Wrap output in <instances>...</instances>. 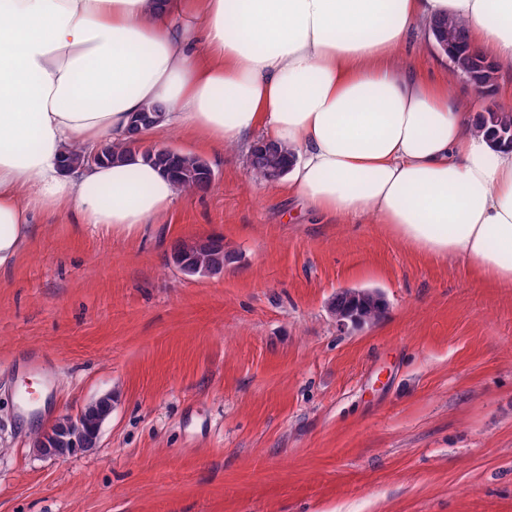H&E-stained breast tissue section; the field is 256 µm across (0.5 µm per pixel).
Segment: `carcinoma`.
Segmentation results:
<instances>
[{"label":"carcinoma","mask_w":512,"mask_h":512,"mask_svg":"<svg viewBox=\"0 0 512 512\" xmlns=\"http://www.w3.org/2000/svg\"><path fill=\"white\" fill-rule=\"evenodd\" d=\"M433 39L443 42L453 49L451 53L450 73L460 75L468 73L473 82L485 87L496 85L498 67L481 60L469 51L464 24L455 18L436 19L432 23ZM159 109L147 108L131 124L129 140L134 135L154 124ZM477 129L484 133L491 145L512 141V110H505L495 105L478 113ZM251 171L255 178L274 182L282 178L292 162L291 151L276 143L264 153H252ZM142 157L158 166L168 177L174 179L188 191L195 193L207 190L211 186L208 176L209 163L204 158L184 154L178 150L171 153L145 150ZM176 262L181 269H190L193 274L206 276L218 274L230 261V255L224 252V239L214 237L203 244L183 241L177 245ZM332 310L338 317L352 311L361 315L362 322L375 323L385 313V303L375 290H342L336 293Z\"/></svg>","instance_id":"cac0c4a2"}]
</instances>
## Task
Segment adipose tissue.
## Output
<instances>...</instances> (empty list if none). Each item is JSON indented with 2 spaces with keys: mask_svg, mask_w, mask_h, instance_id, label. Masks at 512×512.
I'll return each instance as SVG.
<instances>
[{
  "mask_svg": "<svg viewBox=\"0 0 512 512\" xmlns=\"http://www.w3.org/2000/svg\"><path fill=\"white\" fill-rule=\"evenodd\" d=\"M512 64V0H0V271L64 212L75 233L130 237L184 193L128 150L132 118L191 150L271 141L283 190L323 217L370 215L415 251L512 288V149L420 78L401 48L435 19ZM120 160L62 169L66 150Z\"/></svg>",
  "mask_w": 512,
  "mask_h": 512,
  "instance_id": "1",
  "label": "adipose tissue"
}]
</instances>
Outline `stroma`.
<instances>
[{
	"mask_svg": "<svg viewBox=\"0 0 512 512\" xmlns=\"http://www.w3.org/2000/svg\"><path fill=\"white\" fill-rule=\"evenodd\" d=\"M404 53L473 98L426 29ZM135 236L37 238L0 272V512H512V288L420 255L372 217L332 224L256 180L243 150ZM221 237L223 273L174 265ZM384 317L338 328L343 289ZM52 384L22 408L18 361ZM96 448L59 459L32 441L102 395ZM332 310L337 317L358 311L363 323H375L385 313V303L375 290H342L336 293Z\"/></svg>",
	"mask_w": 512,
	"mask_h": 512,
	"instance_id": "35a3bbf8",
	"label": "stroma"
}]
</instances>
